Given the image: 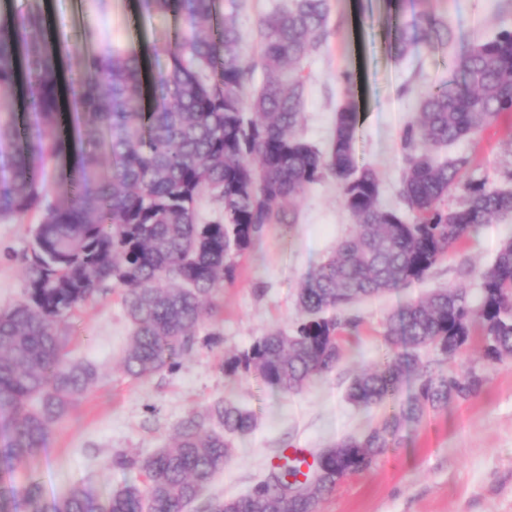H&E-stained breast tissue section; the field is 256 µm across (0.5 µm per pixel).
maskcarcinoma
Segmentation results:
<instances>
[{"label":"carcinoma","instance_id":"obj_1","mask_svg":"<svg viewBox=\"0 0 512 512\" xmlns=\"http://www.w3.org/2000/svg\"><path fill=\"white\" fill-rule=\"evenodd\" d=\"M425 2L398 0L393 47L401 57L454 40L448 19L416 9ZM142 3L185 20L168 69L155 79L158 94L149 110L136 49L106 43L51 51L37 37L40 14L0 16V219L40 212L24 299L0 309V423L8 431L0 473L8 477L15 464L44 453L50 425L98 379L95 365L67 360L62 328L105 282L122 287L131 325L123 371L138 381L173 371L196 344L197 328L216 309L241 258L269 226L291 229L305 188L331 174L356 217V233L303 276L289 331L267 332L222 365L228 375H253L275 392L296 395L338 365L342 333L360 323L352 314L357 303L425 280L482 225L512 213L511 189L461 182L474 166L472 155L436 156L443 146L478 139L512 112V29L448 57L458 78L420 98L400 135L403 213L384 204L375 172L356 160L362 114L354 102L337 108L327 154L295 135L304 65L329 37L328 0H282L259 18L256 58L243 53L233 20L215 24V0ZM71 55L78 68L69 104L82 116L88 141L108 133L112 165L103 170L97 152H81L75 168L60 170L64 199L50 202L45 167L72 149L58 121V62ZM258 69L263 81L247 103L244 93ZM20 85L29 112L22 132L13 109L3 105ZM460 189V203L448 205ZM203 194L221 205L220 221H200ZM476 324L489 360L512 357V237L479 274L476 291L465 284L439 288L389 314V360L355 376L349 399L365 410L384 407L405 386L396 411L329 446L307 470L286 458L246 493L213 498L205 512H314L335 489L336 475L370 469L404 425L478 391L483 377L476 371L447 368ZM254 426L250 411L216 399L180 424L174 445L147 457H112L113 467L138 472L143 484L116 488L105 501L77 485L49 501L31 474L20 486L11 481L0 488V512H185L231 460V437Z\"/></svg>","mask_w":512,"mask_h":512}]
</instances>
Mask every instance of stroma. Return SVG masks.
I'll return each mask as SVG.
<instances>
[{
    "label": "stroma",
    "instance_id": "1",
    "mask_svg": "<svg viewBox=\"0 0 512 512\" xmlns=\"http://www.w3.org/2000/svg\"><path fill=\"white\" fill-rule=\"evenodd\" d=\"M278 0H218L217 15L233 19L246 53L257 45L259 15ZM430 10L448 16L455 39L450 49L422 51L419 60L391 55L385 47V0H329L331 35L307 63V82L299 136L328 151L337 107L353 98L364 121L356 151L377 174L384 203L396 204L403 164L400 134L416 112L418 95L450 80L449 53L512 28V0H431ZM41 11L44 33L54 44L92 48L107 41L142 52V75L167 68L181 16L146 10L140 0H0V12ZM353 71L355 85L340 75ZM469 153L473 177L493 187L512 186V113L499 117L478 141L463 140L442 149L441 157ZM290 233L274 225L259 247L241 261L233 283L217 298V311L198 329L199 340L173 372L141 383L128 377L121 360L129 343V322L119 288L105 286L64 328L72 361L94 364L96 384L50 428L46 451L31 466H17L23 483L27 469L39 474L46 499H62L77 485L106 493L138 482L134 472L113 469V454L148 456L171 445L182 420L212 401L230 397L257 420L234 437L233 457L206 489L209 497L245 493L278 463L288 449L321 448L360 433L382 409L363 411L348 399L351 380L384 361V325L401 303L418 301L435 288L467 284L493 262L500 244L512 236V218L493 219L440 262L421 282L361 303L362 323L344 343L336 369L293 396L278 394L251 375L228 376L220 365L248 349L268 331L288 329L297 314L301 278L332 256L337 243L355 230L333 176L310 185L298 206ZM37 212L0 219V308L22 300L24 268ZM456 372L482 371L483 386L468 400L430 411L419 426L408 427L401 444L368 471L353 474L317 504L316 512H512V358H485L481 333L450 362Z\"/></svg>",
    "mask_w": 512,
    "mask_h": 512
}]
</instances>
